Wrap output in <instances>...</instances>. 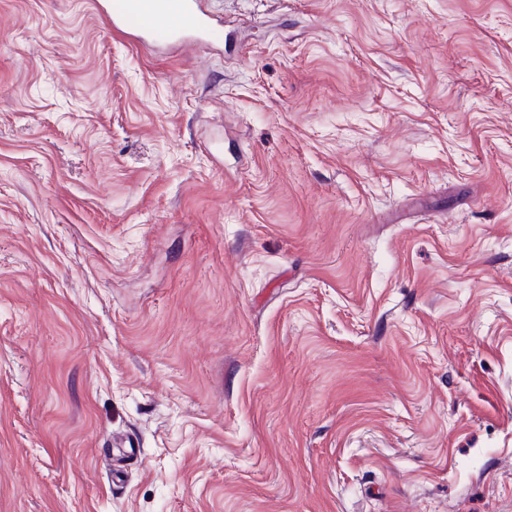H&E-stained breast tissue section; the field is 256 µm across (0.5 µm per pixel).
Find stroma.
I'll return each mask as SVG.
<instances>
[{
    "mask_svg": "<svg viewBox=\"0 0 512 512\" xmlns=\"http://www.w3.org/2000/svg\"><path fill=\"white\" fill-rule=\"evenodd\" d=\"M205 7L0 0V512H512V0ZM91 4L112 34L154 52H185L224 30V17L215 18L200 0H123L118 5L94 0Z\"/></svg>",
    "mask_w": 512,
    "mask_h": 512,
    "instance_id": "1",
    "label": "stroma"
}]
</instances>
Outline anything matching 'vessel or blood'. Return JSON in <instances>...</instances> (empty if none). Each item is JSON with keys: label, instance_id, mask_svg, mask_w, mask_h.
<instances>
[{"label": "vessel or blood", "instance_id": "b4317fda", "mask_svg": "<svg viewBox=\"0 0 512 512\" xmlns=\"http://www.w3.org/2000/svg\"><path fill=\"white\" fill-rule=\"evenodd\" d=\"M93 6L115 36L156 52L191 50L224 27L200 0H93Z\"/></svg>", "mask_w": 512, "mask_h": 512}]
</instances>
